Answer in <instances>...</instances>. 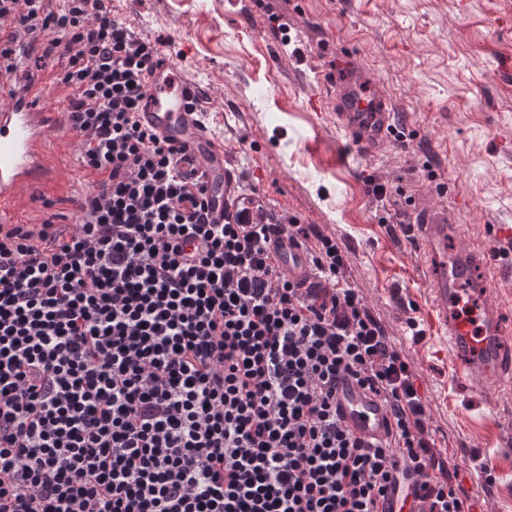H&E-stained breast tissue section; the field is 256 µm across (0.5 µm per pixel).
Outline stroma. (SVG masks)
Returning <instances> with one entry per match:
<instances>
[{"instance_id": "stroma-1", "label": "stroma", "mask_w": 512, "mask_h": 512, "mask_svg": "<svg viewBox=\"0 0 512 512\" xmlns=\"http://www.w3.org/2000/svg\"><path fill=\"white\" fill-rule=\"evenodd\" d=\"M113 14L160 41L209 93L206 111L247 192L273 212L318 224L347 252L346 280L405 351L438 450L460 469L474 512H512V391L461 384L427 328V258L395 241V222L446 207L485 238L512 225V0H111ZM361 66L401 125L367 154L336 128L337 64ZM81 138L58 144V177L27 202L73 213L89 179ZM391 188L379 200L374 183ZM420 332L412 334L409 325Z\"/></svg>"}]
</instances>
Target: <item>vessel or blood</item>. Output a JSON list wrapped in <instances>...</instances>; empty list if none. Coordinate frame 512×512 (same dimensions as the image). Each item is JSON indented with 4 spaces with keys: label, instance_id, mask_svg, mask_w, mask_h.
I'll return each mask as SVG.
<instances>
[{
    "label": "vessel or blood",
    "instance_id": "vessel-or-blood-1",
    "mask_svg": "<svg viewBox=\"0 0 512 512\" xmlns=\"http://www.w3.org/2000/svg\"><path fill=\"white\" fill-rule=\"evenodd\" d=\"M335 86L337 128L357 148L373 152L391 142L396 113L384 91L365 72L337 68ZM60 86L43 72L18 70L8 85L0 84V221L35 186L50 180L58 161L50 145L66 125V115L53 102ZM203 90L189 82L170 58H162L148 77L141 123L197 163L216 219L224 217V194L231 182L224 164V145L206 126ZM397 240L416 239L430 259L428 278L432 298L427 320L444 336L457 372L483 391L512 387V334L504 329L500 308L493 301L494 277L480 257L492 246L468 233L449 235L445 218L434 216L422 224H403ZM280 269L293 280L304 278L308 263L302 249L288 238L278 242ZM336 411L344 428L366 442L388 439L391 413L384 400L343 375L335 394Z\"/></svg>",
    "mask_w": 512,
    "mask_h": 512
}]
</instances>
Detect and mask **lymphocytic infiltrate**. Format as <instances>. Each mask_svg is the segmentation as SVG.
Masks as SVG:
<instances>
[{
	"instance_id": "f902f5d3",
	"label": "lymphocytic infiltrate",
	"mask_w": 512,
	"mask_h": 512,
	"mask_svg": "<svg viewBox=\"0 0 512 512\" xmlns=\"http://www.w3.org/2000/svg\"><path fill=\"white\" fill-rule=\"evenodd\" d=\"M160 54L105 0H0V74L62 58L93 176L73 223L0 225V512H377L414 475L432 512H471L337 243L252 197L215 221L140 125ZM344 373L389 404L387 445L341 426ZM277 249L282 273L293 280H300L307 275L309 268L305 253L290 243L288 235L280 237Z\"/></svg>"
}]
</instances>
